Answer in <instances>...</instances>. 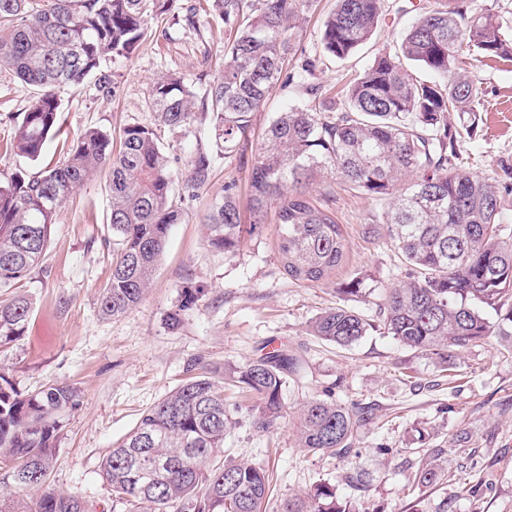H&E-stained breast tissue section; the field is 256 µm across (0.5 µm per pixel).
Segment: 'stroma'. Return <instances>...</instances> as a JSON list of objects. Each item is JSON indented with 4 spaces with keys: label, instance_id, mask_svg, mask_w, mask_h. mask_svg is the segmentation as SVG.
I'll return each mask as SVG.
<instances>
[{
    "label": "stroma",
    "instance_id": "obj_1",
    "mask_svg": "<svg viewBox=\"0 0 512 512\" xmlns=\"http://www.w3.org/2000/svg\"><path fill=\"white\" fill-rule=\"evenodd\" d=\"M200 2L175 0L130 57L107 62L115 74L111 92L99 91L90 79L60 90L61 132L48 142L42 161L1 149L34 90L0 70V173H35L43 162L57 161L63 146L86 128L116 136L134 123L154 127L170 159L186 162L195 139L206 137V124L169 130L158 125L148 98L159 75L174 73L192 82L200 73L220 71L223 23L213 19L195 30L183 23ZM453 4L383 0L369 43L346 60L325 58L318 83L326 94L337 93L375 54L393 51L399 32L418 14ZM335 7L336 0H315L303 10L296 30L302 50L322 55L323 22ZM468 69L486 95L478 132L465 140L461 153L467 169L490 175L500 164H512V62L473 55ZM249 174V166L217 162L210 184L183 202V221L170 231L148 293L114 319L98 312L99 291L112 268L104 178L86 182L60 208L44 260L23 286L33 300L30 324L24 336L0 349V368L19 390L34 392L52 382L79 390V404L67 413L57 442L51 486L80 499L89 512H130L113 504L99 475L104 455L189 369L244 365L277 348L296 363L283 387L277 428L253 430L251 399L228 395L239 424L223 452L272 472L267 512H279L283 502L321 481L334 485L352 512H512V338L492 335L455 353L452 381L433 360L376 329L382 290L403 280L406 269L386 240L361 235L375 205L340 182L333 208L346 237V259L336 279L359 278L360 293L342 294L335 284L289 282L273 247L270 217L258 234L243 237L235 254L213 251L203 234L208 209L232 181L241 215L249 217ZM336 306L352 308L373 324L352 347L325 343L309 331L314 318ZM176 310L181 322L172 329L166 319ZM324 394L372 409L352 435L350 457L313 455L298 445L297 408ZM416 448L443 463L439 485L413 484Z\"/></svg>",
    "mask_w": 512,
    "mask_h": 512
}]
</instances>
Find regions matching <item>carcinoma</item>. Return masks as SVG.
<instances>
[{"label": "carcinoma", "mask_w": 512, "mask_h": 512, "mask_svg": "<svg viewBox=\"0 0 512 512\" xmlns=\"http://www.w3.org/2000/svg\"><path fill=\"white\" fill-rule=\"evenodd\" d=\"M174 0H0V70L13 72L35 96L21 113L10 149L38 161L61 128L58 91L93 78L110 91L107 56L127 58L149 23ZM224 21V66L194 83L176 74L152 82L149 105L172 130L208 121L206 138L192 144L183 168L172 166L154 130L125 126L112 136L89 128L66 147L63 159L29 174L0 177V347L17 341L33 311L20 282L45 254L57 212L74 190L106 174L112 269L100 291L99 312L115 318L149 289L171 227L183 220L176 188L191 196L209 185L217 160H242L254 137L253 117L296 54L295 21L313 0H205ZM382 0H336L324 23V54L345 59L374 35ZM480 56L512 60V23L464 4L431 9L398 36L394 53H380L350 83L345 96L317 105L291 102L263 132L251 164L249 206L256 218L274 209L275 251L296 284L330 280L346 255L345 236L329 205L331 190L308 186L340 178L377 206L363 226L385 236L407 266L406 279L383 289L378 318L407 348L448 367L449 352L493 334L512 337V220L501 208L512 194V165L494 177L468 171L460 143L482 122L483 89L464 68L463 47ZM321 57L301 64L308 95ZM430 78L421 79L414 68ZM205 242L232 255L243 232L231 184L211 204ZM492 311L490 321L486 311ZM372 325L356 311L332 308L310 324L319 339L350 347ZM288 355L270 351L242 366L201 372L148 408L102 460L100 476L119 502L137 512H266L270 474L249 462L214 460L237 424L224 399L228 386L255 398L250 423L269 431L282 417ZM76 387L51 383L24 393L0 372V462L7 477L34 496V506L0 493V512H88L79 499L50 487L63 416L78 405ZM300 447L313 455L345 456L363 413L331 398L314 397L297 412ZM437 458L424 460L414 482L438 483ZM282 512H350L335 486L319 483Z\"/></svg>", "instance_id": "1"}]
</instances>
